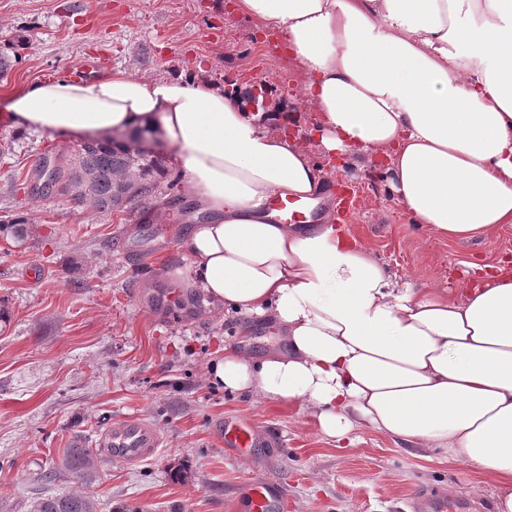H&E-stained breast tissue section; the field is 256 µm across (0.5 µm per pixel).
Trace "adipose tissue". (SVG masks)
<instances>
[{"mask_svg":"<svg viewBox=\"0 0 512 512\" xmlns=\"http://www.w3.org/2000/svg\"><path fill=\"white\" fill-rule=\"evenodd\" d=\"M306 77L317 146L386 174L417 226L461 241L512 224V0H237ZM20 129L157 128L204 219L182 237L192 288L271 320L278 346L225 349L213 382L308 411L326 437L369 428L475 468L512 512V258L457 291L399 282L333 224H282L272 196L326 181L285 114L248 111L191 73L124 72L18 93Z\"/></svg>","mask_w":512,"mask_h":512,"instance_id":"ef3b65f1","label":"adipose tissue"}]
</instances>
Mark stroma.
<instances>
[{"instance_id": "1", "label": "stroma", "mask_w": 512, "mask_h": 512, "mask_svg": "<svg viewBox=\"0 0 512 512\" xmlns=\"http://www.w3.org/2000/svg\"><path fill=\"white\" fill-rule=\"evenodd\" d=\"M221 40L206 39L209 28ZM25 33L28 46L0 76V219L33 224L25 243L0 232V512H27L35 494L76 489L74 479L44 482L63 449L91 448L112 421L141 417L162 445L133 467L103 462L88 488L97 512H246L240 484L256 478L287 489L283 512H403L424 488L479 483L478 472L420 458L400 441L361 429L355 444L323 436L308 413L224 391L209 381L225 348L262 357L277 342L268 323L247 322L173 279L187 268L175 214L149 227L130 212H100L34 188L40 158L75 141L18 131L13 96L31 84L70 75L89 47L104 46L111 72L161 78L180 71L239 94L266 83L269 106L296 114L308 133L304 73L274 48L275 32L240 15L230 0H0V44ZM357 193L346 230L399 280L448 288L467 264L512 255V224L448 242L410 224L387 179L344 168ZM252 422L264 440L252 453L226 450L224 418Z\"/></svg>"}]
</instances>
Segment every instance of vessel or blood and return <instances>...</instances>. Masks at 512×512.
Here are the masks:
<instances>
[{"instance_id": "vessel-or-blood-1", "label": "vessel or blood", "mask_w": 512, "mask_h": 512, "mask_svg": "<svg viewBox=\"0 0 512 512\" xmlns=\"http://www.w3.org/2000/svg\"><path fill=\"white\" fill-rule=\"evenodd\" d=\"M337 223L347 222L355 208L354 199L343 188L330 190ZM279 222L288 224L302 216L303 206L297 200L274 197L268 202ZM221 438L225 447L241 452L259 447L263 437L247 422L228 418L222 425ZM97 446L109 460L125 466H135L153 457L161 446V436L146 419L128 417L112 422L101 432ZM249 512H279L284 499L281 483L270 480H254L244 487ZM410 506L413 512H470L471 505L454 500L435 490L416 494Z\"/></svg>"}]
</instances>
